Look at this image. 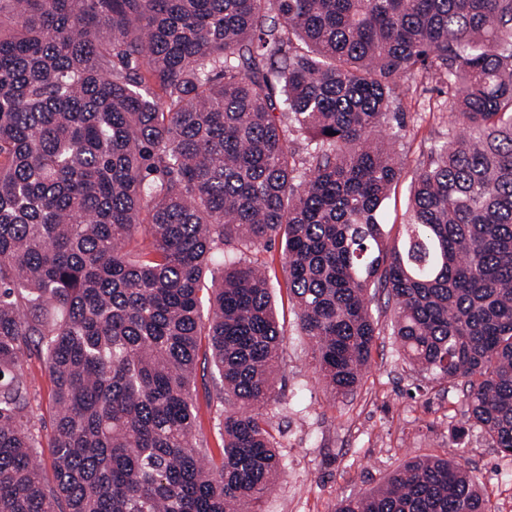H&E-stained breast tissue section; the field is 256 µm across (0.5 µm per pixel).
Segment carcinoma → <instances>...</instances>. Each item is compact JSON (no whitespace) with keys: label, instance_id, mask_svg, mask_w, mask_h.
Masks as SVG:
<instances>
[{"label":"carcinoma","instance_id":"cac0c4a2","mask_svg":"<svg viewBox=\"0 0 512 512\" xmlns=\"http://www.w3.org/2000/svg\"><path fill=\"white\" fill-rule=\"evenodd\" d=\"M421 69L456 112L391 242L401 164L377 132ZM274 235L333 395L360 382L382 288L406 357L465 379L512 456V0H0V512H260L284 335L266 273L224 246ZM202 336L224 405L207 465ZM335 512L489 510L465 464L425 457ZM24 371L30 386L34 420L42 426V458L45 463V479H52L53 448L50 447L51 420L55 411L52 400L53 383L41 359L35 352L24 358Z\"/></svg>","mask_w":512,"mask_h":512}]
</instances>
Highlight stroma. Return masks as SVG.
Listing matches in <instances>:
<instances>
[{
	"label": "stroma",
	"mask_w": 512,
	"mask_h": 512,
	"mask_svg": "<svg viewBox=\"0 0 512 512\" xmlns=\"http://www.w3.org/2000/svg\"><path fill=\"white\" fill-rule=\"evenodd\" d=\"M453 109L448 89L438 79L420 71L402 80L399 119L386 128L396 138L403 167L382 212L389 237L397 236L405 219L412 176L447 140ZM245 257L268 272L285 336L275 378L281 401L270 415L285 474L263 497L261 512H335L340 499L379 485L398 466L423 456L463 457L491 512H512V457L492 448L488 436L468 424L462 382L435 379L404 358L392 334L394 305L385 294L370 302L377 333L361 380L352 394L335 399L315 370L310 340L288 300L280 238L247 251ZM24 371L35 422L42 427V458L49 466L53 383L37 354L25 357ZM217 379L211 361L198 360L196 441L214 453L224 446L214 399Z\"/></svg>",
	"instance_id": "1"
}]
</instances>
